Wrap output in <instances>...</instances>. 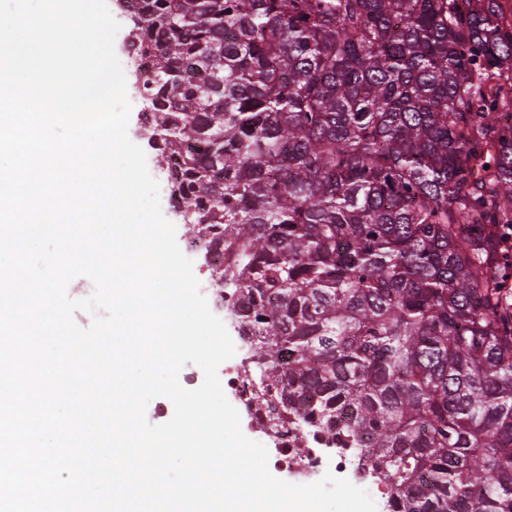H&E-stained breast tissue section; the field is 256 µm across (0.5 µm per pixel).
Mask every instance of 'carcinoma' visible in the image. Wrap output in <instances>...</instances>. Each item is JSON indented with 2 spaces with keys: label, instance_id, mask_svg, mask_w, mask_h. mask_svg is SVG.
Here are the masks:
<instances>
[{
  "label": "carcinoma",
  "instance_id": "1",
  "mask_svg": "<svg viewBox=\"0 0 512 512\" xmlns=\"http://www.w3.org/2000/svg\"><path fill=\"white\" fill-rule=\"evenodd\" d=\"M169 197L288 420L385 512H512V29L498 0H121Z\"/></svg>",
  "mask_w": 512,
  "mask_h": 512
}]
</instances>
